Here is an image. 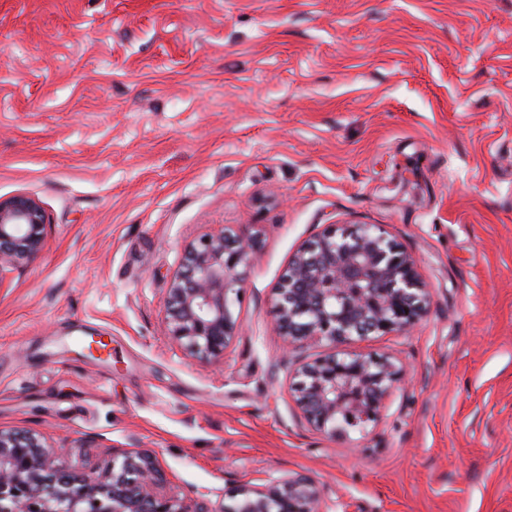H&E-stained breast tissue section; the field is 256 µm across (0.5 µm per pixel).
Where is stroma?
Listing matches in <instances>:
<instances>
[{
    "label": "stroma",
    "mask_w": 512,
    "mask_h": 512,
    "mask_svg": "<svg viewBox=\"0 0 512 512\" xmlns=\"http://www.w3.org/2000/svg\"><path fill=\"white\" fill-rule=\"evenodd\" d=\"M50 225L0 285V427L165 489L288 474L329 512H512V0H0V197ZM380 225L430 290L349 343L406 370L380 421L301 418L275 290L329 225ZM257 249L222 362L169 336L184 247Z\"/></svg>",
    "instance_id": "stroma-1"
}]
</instances>
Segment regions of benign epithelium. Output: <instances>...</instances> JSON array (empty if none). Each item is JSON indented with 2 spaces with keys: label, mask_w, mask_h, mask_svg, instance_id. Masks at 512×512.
<instances>
[{
  "label": "benign epithelium",
  "mask_w": 512,
  "mask_h": 512,
  "mask_svg": "<svg viewBox=\"0 0 512 512\" xmlns=\"http://www.w3.org/2000/svg\"><path fill=\"white\" fill-rule=\"evenodd\" d=\"M47 224L38 199L0 197V281L41 252ZM255 249L245 232L207 234L185 247L167 288L166 323L191 358L218 363L238 336L235 309ZM277 295L273 330L295 348L408 333L430 298L413 257L375 224L335 226L301 246ZM293 374L291 397L304 420L336 437L377 423L405 371L390 356L334 352L297 363ZM62 456L36 433L0 428V512H212L203 493L190 500L166 493L146 453H121L96 481L67 468ZM224 512L327 510L317 483L297 474L229 496Z\"/></svg>",
  "instance_id": "7a95c632"
}]
</instances>
